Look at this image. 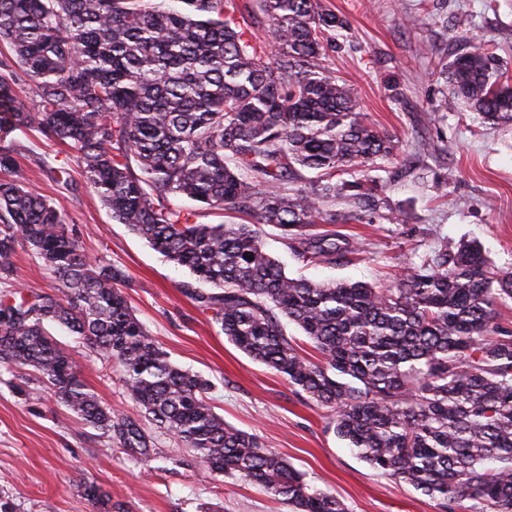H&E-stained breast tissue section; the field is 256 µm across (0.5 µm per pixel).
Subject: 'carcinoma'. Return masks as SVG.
Instances as JSON below:
<instances>
[{
	"instance_id": "cac0c4a2",
	"label": "carcinoma",
	"mask_w": 512,
	"mask_h": 512,
	"mask_svg": "<svg viewBox=\"0 0 512 512\" xmlns=\"http://www.w3.org/2000/svg\"><path fill=\"white\" fill-rule=\"evenodd\" d=\"M0 0V368L31 367L60 402L147 462L154 438L112 410L81 378L59 329L112 361L130 399L175 434L211 474L258 485L290 512H346L335 496L258 438L224 423L202 376L173 364L128 306L118 267L87 258L74 226L29 188L15 134L63 144L112 219L187 268L186 293L228 342L318 404L337 436L371 467L470 512H512V334L497 304L512 272L480 246L444 245L411 261L385 288L293 278L266 250L278 229L298 259L343 264L356 253L336 233L379 204L374 164L394 156L353 90L325 64L348 28L321 0ZM267 22L269 55L249 34ZM443 105L461 101L484 123L512 122V85L478 45L440 72ZM29 83L33 101L18 95ZM360 173L336 179L351 167ZM304 170L323 178L307 181ZM250 217L201 224L181 200ZM55 274L54 291L16 296L18 250ZM295 324L320 356L299 352ZM95 512L112 495L85 488Z\"/></svg>"
}]
</instances>
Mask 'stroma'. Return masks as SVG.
I'll use <instances>...</instances> for the list:
<instances>
[{
  "label": "stroma",
  "mask_w": 512,
  "mask_h": 512,
  "mask_svg": "<svg viewBox=\"0 0 512 512\" xmlns=\"http://www.w3.org/2000/svg\"><path fill=\"white\" fill-rule=\"evenodd\" d=\"M346 17L327 63L352 86L368 121L399 143L372 175L385 207L333 224L359 247L345 265L305 264L276 228L267 251L292 277L383 285L402 266L440 243L482 246L495 268L512 271V124L489 128L456 100L441 104V65L477 41L512 65V0H323ZM467 32L455 29L457 18ZM30 185L69 216L91 257L120 267L129 305L181 368L209 379L210 403L225 422L254 434L346 512H444L439 500L396 482L340 440L330 409L229 343L186 294L187 268L166 261L122 224L79 173L56 182L57 144L19 135ZM86 384L133 418L116 367L89 357L57 333ZM151 461L128 456L115 441L67 410L31 368L0 370V489L18 512H94L84 494L95 485L114 512H288L260 488L210 474L173 434L154 431Z\"/></svg>",
  "instance_id": "1"
}]
</instances>
